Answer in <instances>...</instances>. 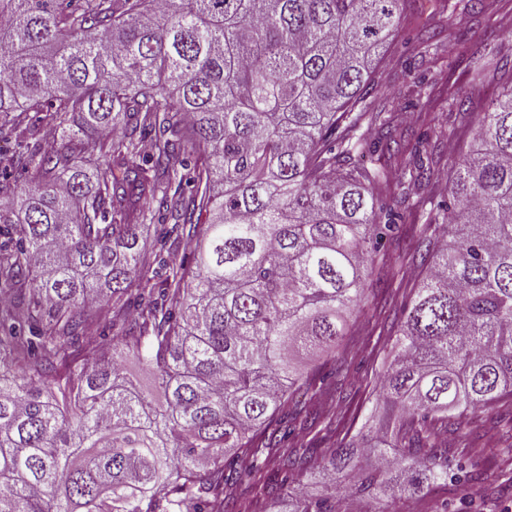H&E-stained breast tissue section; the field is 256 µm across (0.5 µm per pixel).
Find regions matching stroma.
Segmentation results:
<instances>
[{"label": "stroma", "mask_w": 512, "mask_h": 512, "mask_svg": "<svg viewBox=\"0 0 512 512\" xmlns=\"http://www.w3.org/2000/svg\"><path fill=\"white\" fill-rule=\"evenodd\" d=\"M405 17L375 66V83L366 99L377 112L396 115L399 151L386 160L387 180L372 186L376 197L399 200V228L385 255L377 256L363 308L349 324L348 349L355 367L341 394L321 389L309 405L307 427L289 438L292 447L324 452L352 438L364 424L388 429L373 404L375 383L385 370L390 337L402 307L425 271L419 257L431 204L448 200V174L475 133L476 113L500 91V83L472 85L469 69L486 55L497 56L503 73H512V0H405ZM464 99L467 111L453 102ZM428 158L435 177L414 184L408 174L416 157ZM451 462L482 474L485 494H469L470 481L437 485L412 500H357L337 497V512H505L512 507V397L502 396L479 409L452 413L440 435ZM277 464H265L254 485L235 486L252 512H269L285 496Z\"/></svg>", "instance_id": "obj_1"}]
</instances>
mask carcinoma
<instances>
[{
  "mask_svg": "<svg viewBox=\"0 0 512 512\" xmlns=\"http://www.w3.org/2000/svg\"><path fill=\"white\" fill-rule=\"evenodd\" d=\"M404 0H0V131L22 183L0 182V512H238L277 454L360 497L412 499L459 478L436 467L438 423L512 396V87L476 118L429 272L405 304L378 397L416 447L359 433L319 462L276 414L326 358L339 386L347 320L397 230L359 167L373 56ZM487 58L477 84L498 79ZM44 113L42 126L23 127ZM47 127L63 150L41 147ZM153 152L137 159L145 136ZM193 146L184 194L177 150ZM190 265L162 275L141 234ZM112 329L108 340L98 336ZM133 359L156 395L124 372ZM368 453L373 465L353 463ZM283 512H336L287 493Z\"/></svg>",
  "mask_w": 512,
  "mask_h": 512,
  "instance_id": "cac0c4a2",
  "label": "carcinoma"
}]
</instances>
